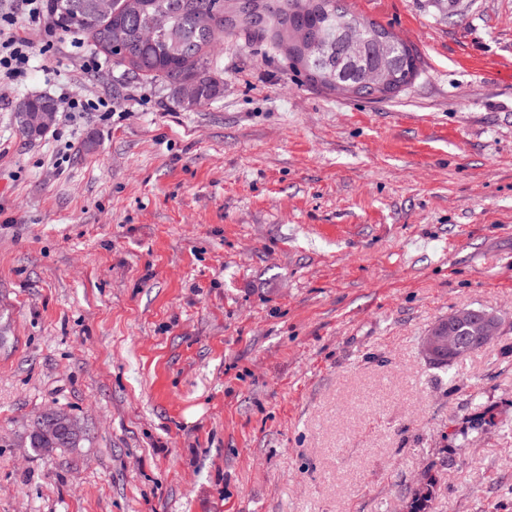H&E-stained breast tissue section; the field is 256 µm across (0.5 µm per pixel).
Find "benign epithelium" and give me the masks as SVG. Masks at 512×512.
Wrapping results in <instances>:
<instances>
[{
    "label": "benign epithelium",
    "mask_w": 512,
    "mask_h": 512,
    "mask_svg": "<svg viewBox=\"0 0 512 512\" xmlns=\"http://www.w3.org/2000/svg\"><path fill=\"white\" fill-rule=\"evenodd\" d=\"M341 29L348 38L349 49L352 54H359L360 50V26L353 21L341 23ZM17 119L20 125L32 136L37 137L48 132L56 121V113L39 112L31 115L24 111V106H19ZM476 321L480 324L481 335L477 343L487 345L499 336L501 323L496 315H490L484 311L475 309H460L448 315V318L438 321L423 337L422 352L427 362L434 363L442 359L445 351L456 352L463 347L471 346L466 339L455 334V328L461 324ZM34 423L38 433L45 441L42 452L52 453L63 442H73L81 435V430L75 421L59 416L52 412H45Z\"/></svg>",
    "instance_id": "obj_1"
}]
</instances>
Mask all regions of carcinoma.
Instances as JSON below:
<instances>
[{
	"label": "carcinoma",
	"instance_id": "obj_1",
	"mask_svg": "<svg viewBox=\"0 0 512 512\" xmlns=\"http://www.w3.org/2000/svg\"><path fill=\"white\" fill-rule=\"evenodd\" d=\"M264 2L265 10L256 20L246 9L249 0H46V11L58 30L90 36L125 74L161 83L177 93L181 84L191 81L203 101L221 92L214 48L224 38L240 34L270 42L309 83L333 92L339 84L345 95L373 94L366 78L380 67L389 69L395 83L404 87L417 74L418 54L375 21L363 22L361 51L350 56L336 28L339 18L353 17L342 0ZM158 18L163 19V27L144 36ZM297 28L324 41L320 56L304 59ZM380 33L389 38L384 57L376 48ZM427 486L426 496H412V512H431L434 481L430 476Z\"/></svg>",
	"mask_w": 512,
	"mask_h": 512
}]
</instances>
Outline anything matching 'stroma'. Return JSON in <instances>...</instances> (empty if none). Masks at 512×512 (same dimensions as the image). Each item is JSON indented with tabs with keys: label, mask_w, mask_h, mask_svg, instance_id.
<instances>
[{
	"label": "stroma",
	"mask_w": 512,
	"mask_h": 512,
	"mask_svg": "<svg viewBox=\"0 0 512 512\" xmlns=\"http://www.w3.org/2000/svg\"><path fill=\"white\" fill-rule=\"evenodd\" d=\"M345 2L417 52L396 95L233 37L188 107L78 32L0 87V512H403L427 473L512 512V0ZM63 88L112 110L24 138ZM460 308L500 334L433 367ZM28 112L24 111V105L21 103L19 106V113L17 119L20 125L32 134L31 138L40 136L48 132L56 121V106L50 98L44 96L28 97L26 102ZM54 111V112H48ZM31 112H39L35 115H30ZM21 127V133L24 129ZM24 135V134H23ZM25 136V135H24ZM470 321H477L481 327V335L478 336L476 343L467 341L471 336L477 335L476 327L473 324H464ZM463 324V325H461ZM459 327V336H456L455 328ZM501 328L500 319L495 315H490L484 311L475 309H460L448 315V318L439 320L423 337L422 352L427 362L437 368H446L457 360H460L472 352L479 349H473L471 352L458 351L462 347H469L478 344L487 345L493 342L499 336ZM448 349V356L443 352ZM458 351V352H456ZM440 361V362H438ZM438 362V363H434ZM433 363V364H432ZM34 423L38 433L45 441V446L43 448V440L36 434L34 425H31L28 430L30 447L37 450L41 448L44 454L52 453L63 442L70 443L68 445H61L58 448L75 445L76 442H71L77 440L81 435V430L75 421L52 412L43 413L34 420Z\"/></svg>",
	"instance_id": "35a3bbf8"
}]
</instances>
